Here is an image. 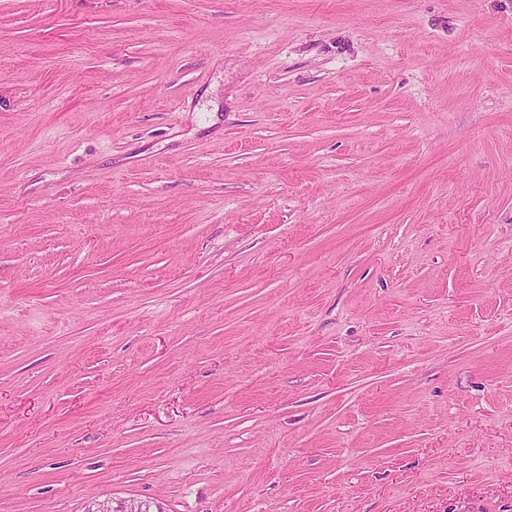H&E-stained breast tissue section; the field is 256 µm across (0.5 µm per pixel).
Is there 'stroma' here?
Masks as SVG:
<instances>
[{
    "label": "stroma",
    "instance_id": "stroma-1",
    "mask_svg": "<svg viewBox=\"0 0 512 512\" xmlns=\"http://www.w3.org/2000/svg\"><path fill=\"white\" fill-rule=\"evenodd\" d=\"M512 512V0H0V512Z\"/></svg>",
    "mask_w": 512,
    "mask_h": 512
}]
</instances>
